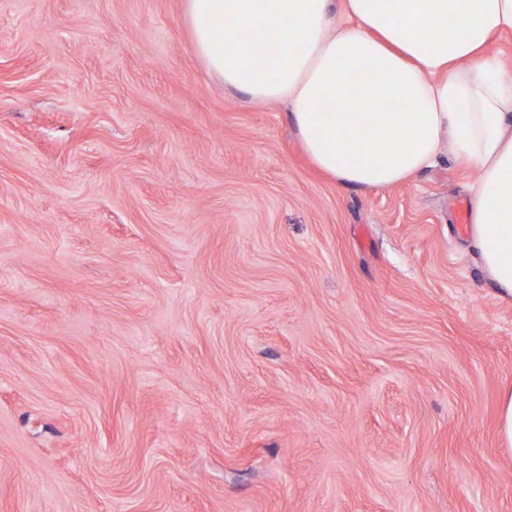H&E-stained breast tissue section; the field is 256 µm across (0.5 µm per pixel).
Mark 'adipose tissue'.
<instances>
[{"instance_id":"ef3b65f1","label":"adipose tissue","mask_w":512,"mask_h":512,"mask_svg":"<svg viewBox=\"0 0 512 512\" xmlns=\"http://www.w3.org/2000/svg\"><path fill=\"white\" fill-rule=\"evenodd\" d=\"M222 84L282 102L314 167L341 186L399 185L444 153L475 169L469 245L512 299V0H183ZM387 109L372 111L377 99Z\"/></svg>"}]
</instances>
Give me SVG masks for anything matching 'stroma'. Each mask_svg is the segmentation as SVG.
<instances>
[{"mask_svg":"<svg viewBox=\"0 0 512 512\" xmlns=\"http://www.w3.org/2000/svg\"><path fill=\"white\" fill-rule=\"evenodd\" d=\"M475 178L325 179L183 0H0V512H512Z\"/></svg>","mask_w":512,"mask_h":512,"instance_id":"1","label":"stroma"}]
</instances>
